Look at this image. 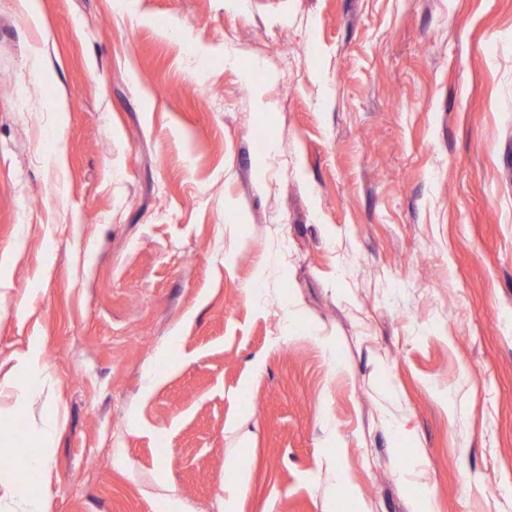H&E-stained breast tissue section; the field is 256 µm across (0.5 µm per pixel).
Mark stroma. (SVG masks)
<instances>
[{
	"mask_svg": "<svg viewBox=\"0 0 512 512\" xmlns=\"http://www.w3.org/2000/svg\"><path fill=\"white\" fill-rule=\"evenodd\" d=\"M17 2L0 432L55 411L49 512H512V0Z\"/></svg>",
	"mask_w": 512,
	"mask_h": 512,
	"instance_id": "stroma-1",
	"label": "stroma"
}]
</instances>
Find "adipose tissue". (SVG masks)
<instances>
[{
	"mask_svg": "<svg viewBox=\"0 0 512 512\" xmlns=\"http://www.w3.org/2000/svg\"><path fill=\"white\" fill-rule=\"evenodd\" d=\"M53 417H46L36 433L37 451L14 456L13 442L7 435H0V457L6 461L0 467V486L5 487L12 504V512H48L44 493L34 490L33 476H46L47 450L53 437Z\"/></svg>",
	"mask_w": 512,
	"mask_h": 512,
	"instance_id": "ef3b65f1",
	"label": "adipose tissue"
}]
</instances>
